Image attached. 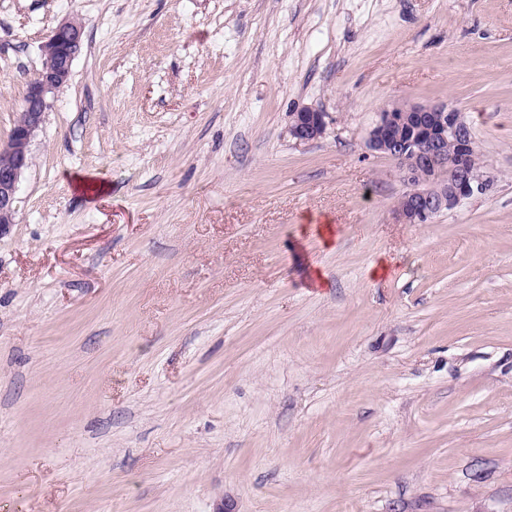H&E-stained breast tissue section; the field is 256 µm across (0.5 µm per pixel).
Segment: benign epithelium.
<instances>
[{
  "label": "benign epithelium",
  "instance_id": "1",
  "mask_svg": "<svg viewBox=\"0 0 512 512\" xmlns=\"http://www.w3.org/2000/svg\"><path fill=\"white\" fill-rule=\"evenodd\" d=\"M83 45L82 24H59L42 46V69L31 81L23 110L5 146H0V236L15 223L18 189L32 163L30 145L50 107V95L65 85ZM327 114L304 107L293 114L288 134L306 143L322 138ZM458 152L448 155V140ZM367 149L398 164L405 184L396 212L404 224H428L461 201L488 190L491 177L473 163L474 138L462 113L444 103L385 108L369 129Z\"/></svg>",
  "mask_w": 512,
  "mask_h": 512
}]
</instances>
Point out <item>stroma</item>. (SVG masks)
<instances>
[{
  "label": "stroma",
  "instance_id": "1",
  "mask_svg": "<svg viewBox=\"0 0 512 512\" xmlns=\"http://www.w3.org/2000/svg\"><path fill=\"white\" fill-rule=\"evenodd\" d=\"M0 512H512V0H0ZM490 189L401 223L382 108ZM304 107L325 135H288ZM82 45V24L71 18L59 24L42 46V69L29 85L7 144L0 146V236L15 224L19 184L32 163L30 145L50 107V95L68 82Z\"/></svg>",
  "mask_w": 512,
  "mask_h": 512
}]
</instances>
